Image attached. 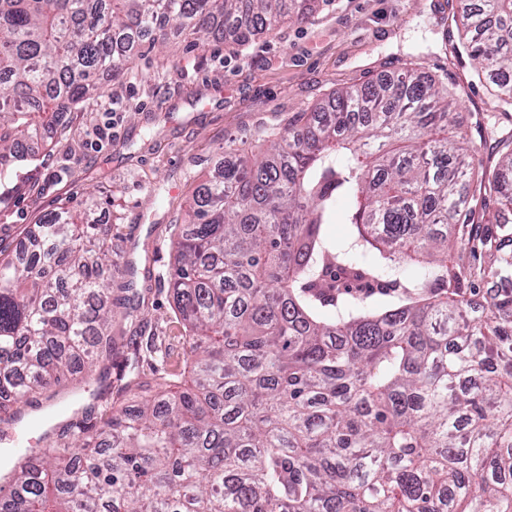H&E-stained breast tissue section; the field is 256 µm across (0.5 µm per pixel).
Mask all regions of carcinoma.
I'll use <instances>...</instances> for the list:
<instances>
[{
    "mask_svg": "<svg viewBox=\"0 0 512 512\" xmlns=\"http://www.w3.org/2000/svg\"><path fill=\"white\" fill-rule=\"evenodd\" d=\"M322 0H0V182L42 131L118 94L144 37L244 44ZM464 27L512 106V0ZM455 92L403 71L328 95L260 156L195 189L169 285L183 388L17 458L0 512H512V295L465 299L460 224H512V133L464 165ZM348 232L325 227L339 199ZM0 252V397L112 359V225L66 208ZM481 244L509 277L512 259ZM137 376L113 380L120 396Z\"/></svg>",
    "mask_w": 512,
    "mask_h": 512,
    "instance_id": "carcinoma-1",
    "label": "carcinoma"
}]
</instances>
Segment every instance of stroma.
I'll list each match as a JSON object with an SVG mask.
<instances>
[{
    "label": "stroma",
    "mask_w": 512,
    "mask_h": 512,
    "mask_svg": "<svg viewBox=\"0 0 512 512\" xmlns=\"http://www.w3.org/2000/svg\"><path fill=\"white\" fill-rule=\"evenodd\" d=\"M462 6L463 0H325L309 19L284 23L243 45L223 36L202 49L182 38L144 49L118 95L103 97L91 113H74L71 132L34 164L21 166L19 192L0 186V243L18 246L41 216L96 196L100 204L88 221L112 227L113 279L126 280L127 264L135 266L127 305L138 316L114 319L119 354L112 364L140 354L135 393L154 396L158 379L146 355L150 346L167 350L170 370L184 365L169 288L174 229L187 222L196 186L221 170L227 146L261 153L292 133L297 113L328 94L412 61L444 84L464 86L459 112L465 158L491 155L495 135L487 116L499 104L474 73ZM108 122L115 125L112 138L98 141L97 128ZM475 233L476 240L455 255L468 275V297L512 293V280L477 273L489 264L480 237L499 239L506 258L512 241L497 224L479 225ZM51 392L76 395L81 406L112 407L111 391L101 389L94 375L80 374ZM73 407L32 411L21 442L40 448L47 432L55 442L66 440Z\"/></svg>",
    "instance_id": "stroma-1"
}]
</instances>
